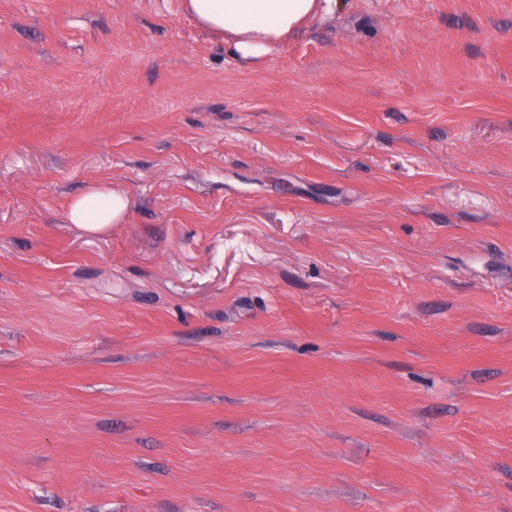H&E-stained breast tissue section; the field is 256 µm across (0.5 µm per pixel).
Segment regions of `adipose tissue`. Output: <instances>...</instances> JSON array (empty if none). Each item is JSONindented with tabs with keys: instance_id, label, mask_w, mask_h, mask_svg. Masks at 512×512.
<instances>
[{
	"instance_id": "obj_1",
	"label": "adipose tissue",
	"mask_w": 512,
	"mask_h": 512,
	"mask_svg": "<svg viewBox=\"0 0 512 512\" xmlns=\"http://www.w3.org/2000/svg\"><path fill=\"white\" fill-rule=\"evenodd\" d=\"M338 6L339 0H182L183 11L198 26L245 61L286 46L308 25L331 18ZM127 211L126 192L96 181L70 200L66 217L78 230L98 237L124 223Z\"/></svg>"
}]
</instances>
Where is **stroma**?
<instances>
[{
	"label": "stroma",
	"instance_id": "35a3bbf8",
	"mask_svg": "<svg viewBox=\"0 0 512 512\" xmlns=\"http://www.w3.org/2000/svg\"><path fill=\"white\" fill-rule=\"evenodd\" d=\"M0 512H512V0H0ZM339 0H182V9L210 37L234 48L244 61L286 46L315 21L331 18ZM126 192L104 181L89 184L68 204V224L88 236L98 237L111 233L112 224L125 222L128 211Z\"/></svg>",
	"mask_w": 512,
	"mask_h": 512
}]
</instances>
